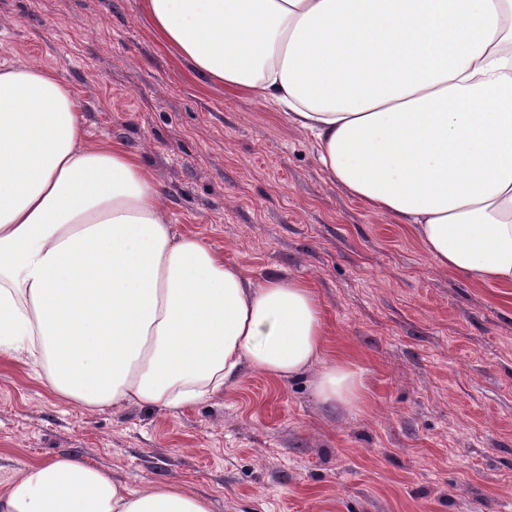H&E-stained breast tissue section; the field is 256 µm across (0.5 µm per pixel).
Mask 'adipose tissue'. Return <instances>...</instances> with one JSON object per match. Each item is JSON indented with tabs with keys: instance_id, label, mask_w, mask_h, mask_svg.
<instances>
[{
	"instance_id": "ef3b65f1",
	"label": "adipose tissue",
	"mask_w": 512,
	"mask_h": 512,
	"mask_svg": "<svg viewBox=\"0 0 512 512\" xmlns=\"http://www.w3.org/2000/svg\"><path fill=\"white\" fill-rule=\"evenodd\" d=\"M163 44L203 78L310 133L328 177L409 225L436 264L512 283V0H144ZM121 145L90 143L54 71L0 67V357L88 412L179 410L243 368L312 373L321 403L364 384L325 356L296 278L254 282L176 232ZM172 483L135 490L74 456L26 463L0 512H217Z\"/></svg>"
}]
</instances>
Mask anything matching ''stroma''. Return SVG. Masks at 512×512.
Wrapping results in <instances>:
<instances>
[{
    "mask_svg": "<svg viewBox=\"0 0 512 512\" xmlns=\"http://www.w3.org/2000/svg\"><path fill=\"white\" fill-rule=\"evenodd\" d=\"M2 64L70 85L89 140L139 158L178 233L253 280L305 281L366 402L348 413L310 376L246 368L178 414L88 413L0 358L1 467L73 454L134 489L211 495L220 512H512V284L438 267L408 225L332 183L310 134L196 76L143 0H0Z\"/></svg>",
    "mask_w": 512,
    "mask_h": 512,
    "instance_id": "stroma-1",
    "label": "stroma"
}]
</instances>
